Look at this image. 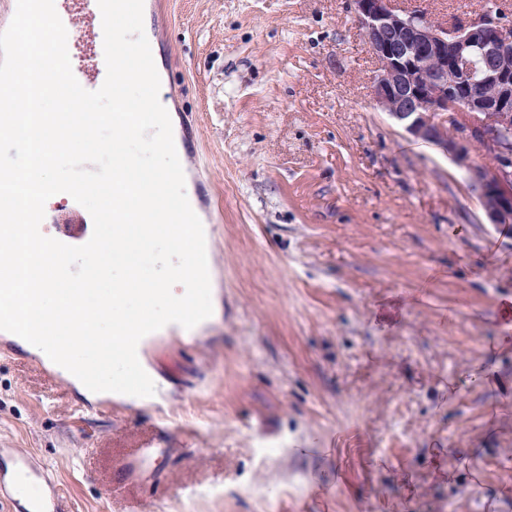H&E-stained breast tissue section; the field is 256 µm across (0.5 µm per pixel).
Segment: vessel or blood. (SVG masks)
<instances>
[{
    "label": "vessel or blood",
    "instance_id": "b4317fda",
    "mask_svg": "<svg viewBox=\"0 0 512 512\" xmlns=\"http://www.w3.org/2000/svg\"><path fill=\"white\" fill-rule=\"evenodd\" d=\"M59 16L69 38H81L93 49L95 62L91 68L76 72L80 85L89 91L99 89L106 78L103 52L102 17L97 0H79L77 9L61 8ZM194 139L189 128H182L175 142L177 155L182 163L189 193L188 201L197 209L202 222L214 223L211 211L201 209L203 197L209 189L201 169L193 165L189 157ZM0 499L12 505L15 512H70L54 484L34 467L23 453H15L13 466L0 471Z\"/></svg>",
    "mask_w": 512,
    "mask_h": 512
}]
</instances>
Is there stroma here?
I'll list each match as a JSON object with an SVG mask.
<instances>
[{"label": "stroma", "mask_w": 512, "mask_h": 512, "mask_svg": "<svg viewBox=\"0 0 512 512\" xmlns=\"http://www.w3.org/2000/svg\"><path fill=\"white\" fill-rule=\"evenodd\" d=\"M144 27L222 212L212 317L143 342L157 408L0 353V448L71 512H512V226L373 105L351 0H159ZM88 216L45 204L75 246Z\"/></svg>", "instance_id": "obj_1"}]
</instances>
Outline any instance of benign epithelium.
Here are the masks:
<instances>
[{
  "instance_id": "benign-epithelium-1",
  "label": "benign epithelium",
  "mask_w": 512,
  "mask_h": 512,
  "mask_svg": "<svg viewBox=\"0 0 512 512\" xmlns=\"http://www.w3.org/2000/svg\"><path fill=\"white\" fill-rule=\"evenodd\" d=\"M377 61L371 85L377 106L416 140L434 146L467 175L487 223L512 224L511 24L502 14H477L455 26L432 25L395 0H352ZM485 62L472 87L470 59ZM488 160L477 165L471 150Z\"/></svg>"
}]
</instances>
